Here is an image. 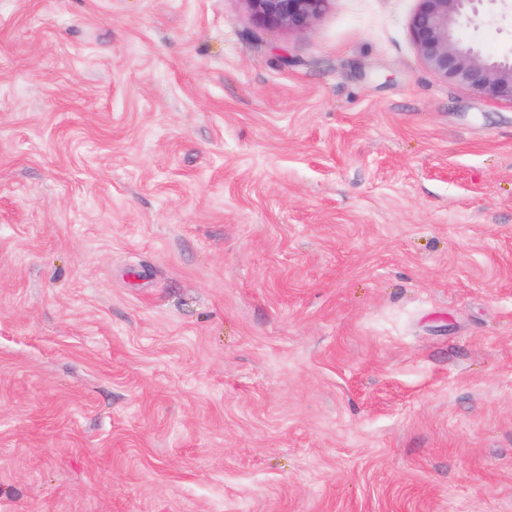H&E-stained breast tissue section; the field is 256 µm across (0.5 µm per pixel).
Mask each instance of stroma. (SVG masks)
I'll return each mask as SVG.
<instances>
[{"instance_id": "1", "label": "stroma", "mask_w": 512, "mask_h": 512, "mask_svg": "<svg viewBox=\"0 0 512 512\" xmlns=\"http://www.w3.org/2000/svg\"><path fill=\"white\" fill-rule=\"evenodd\" d=\"M416 6L0 0V512H512V102ZM263 23L307 31L330 0H247Z\"/></svg>"}]
</instances>
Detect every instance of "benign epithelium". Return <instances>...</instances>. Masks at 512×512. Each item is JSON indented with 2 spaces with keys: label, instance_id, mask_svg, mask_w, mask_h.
<instances>
[{
  "label": "benign epithelium",
  "instance_id": "7a95c632",
  "mask_svg": "<svg viewBox=\"0 0 512 512\" xmlns=\"http://www.w3.org/2000/svg\"><path fill=\"white\" fill-rule=\"evenodd\" d=\"M330 0H248L256 18L297 31L310 29ZM512 9L509 0H418L410 30L419 56L439 78L512 101V56L484 57L457 38L462 22L473 23Z\"/></svg>",
  "mask_w": 512,
  "mask_h": 512
}]
</instances>
